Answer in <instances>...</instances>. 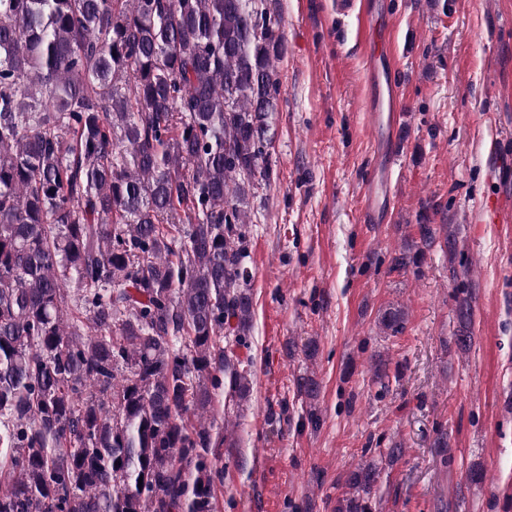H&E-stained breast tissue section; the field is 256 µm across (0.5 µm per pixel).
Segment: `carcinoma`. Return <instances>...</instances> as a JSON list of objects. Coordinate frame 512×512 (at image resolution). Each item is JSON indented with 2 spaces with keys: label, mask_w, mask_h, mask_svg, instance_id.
Returning <instances> with one entry per match:
<instances>
[{
  "label": "carcinoma",
  "mask_w": 512,
  "mask_h": 512,
  "mask_svg": "<svg viewBox=\"0 0 512 512\" xmlns=\"http://www.w3.org/2000/svg\"><path fill=\"white\" fill-rule=\"evenodd\" d=\"M270 2L0 0V512H217L210 413L249 393L247 213L288 52ZM376 478L334 512H369Z\"/></svg>",
  "instance_id": "cac0c4a2"
}]
</instances>
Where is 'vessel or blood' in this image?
<instances>
[{
  "instance_id": "1",
  "label": "vessel or blood",
  "mask_w": 512,
  "mask_h": 512,
  "mask_svg": "<svg viewBox=\"0 0 512 512\" xmlns=\"http://www.w3.org/2000/svg\"><path fill=\"white\" fill-rule=\"evenodd\" d=\"M356 0H336L337 17L355 15L357 38L366 42L374 34L376 21L372 10H355ZM368 82L373 90L367 102L370 124L374 134L376 158L365 183L360 200L364 222L380 223L394 201L392 185L397 145L404 129L401 96L391 75L398 69L396 56H382L370 50L366 56Z\"/></svg>"
}]
</instances>
